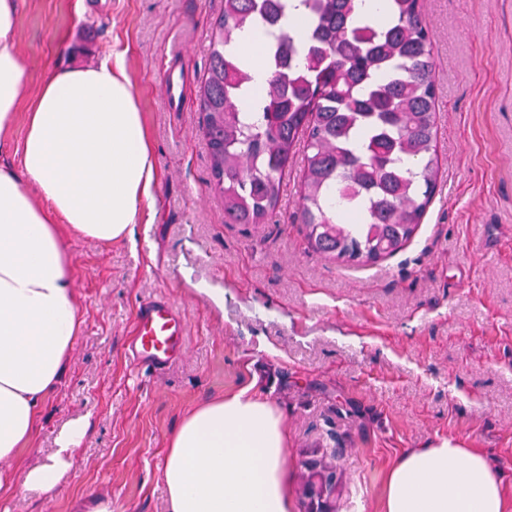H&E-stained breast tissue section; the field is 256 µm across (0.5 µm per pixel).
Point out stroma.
I'll return each mask as SVG.
<instances>
[{
	"mask_svg": "<svg viewBox=\"0 0 512 512\" xmlns=\"http://www.w3.org/2000/svg\"><path fill=\"white\" fill-rule=\"evenodd\" d=\"M224 0H24L29 71L83 67L126 47L160 173L135 243L67 235L84 324L0 512H70L104 496L112 512H167V440L195 406L253 386L288 436L295 512L304 464L342 475L333 512H383L401 454L448 439L483 452L512 494V0H424L437 88L435 197L392 256L347 265L312 251L297 211L294 157L269 223L228 224L194 90ZM178 83L169 101L164 76ZM186 322L164 371L126 348L145 301ZM88 428L51 493L26 489L61 430Z\"/></svg>",
	"mask_w": 512,
	"mask_h": 512,
	"instance_id": "1",
	"label": "stroma"
}]
</instances>
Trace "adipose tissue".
Returning a JSON list of instances; mask_svg holds the SVG:
<instances>
[{"mask_svg":"<svg viewBox=\"0 0 512 512\" xmlns=\"http://www.w3.org/2000/svg\"><path fill=\"white\" fill-rule=\"evenodd\" d=\"M22 0H0V138L28 103L21 168L0 166V489L4 463L32 440L61 382L83 317L65 234L129 241L159 174L125 51L47 73L35 98L19 50ZM85 424H68L27 489L51 492L70 468ZM163 479L169 512H295L280 413L252 388L198 405L171 434ZM383 512H512L482 452L442 439L398 457Z\"/></svg>","mask_w":512,"mask_h":512,"instance_id":"ef3b65f1","label":"adipose tissue"}]
</instances>
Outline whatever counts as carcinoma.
<instances>
[{"mask_svg":"<svg viewBox=\"0 0 512 512\" xmlns=\"http://www.w3.org/2000/svg\"><path fill=\"white\" fill-rule=\"evenodd\" d=\"M384 22L358 0H224L196 94L224 223L265 224L300 140V221L311 247L347 264L392 255L412 237L438 180L432 39L423 0H388ZM300 15L305 36L287 30ZM282 17L277 33L262 18ZM266 38L270 77L252 93L239 32ZM298 63L287 75L281 65ZM336 193L342 218L328 208Z\"/></svg>","mask_w":512,"mask_h":512,"instance_id":"obj_1","label":"carcinoma"}]
</instances>
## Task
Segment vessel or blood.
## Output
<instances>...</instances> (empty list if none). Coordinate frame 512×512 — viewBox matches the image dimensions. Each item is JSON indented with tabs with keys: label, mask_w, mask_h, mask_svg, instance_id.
<instances>
[{
	"label": "vessel or blood",
	"mask_w": 512,
	"mask_h": 512,
	"mask_svg": "<svg viewBox=\"0 0 512 512\" xmlns=\"http://www.w3.org/2000/svg\"><path fill=\"white\" fill-rule=\"evenodd\" d=\"M185 332V322L166 300H149L137 316L136 333L131 345L133 361L157 369L165 367L182 349Z\"/></svg>",
	"instance_id": "obj_1"
}]
</instances>
